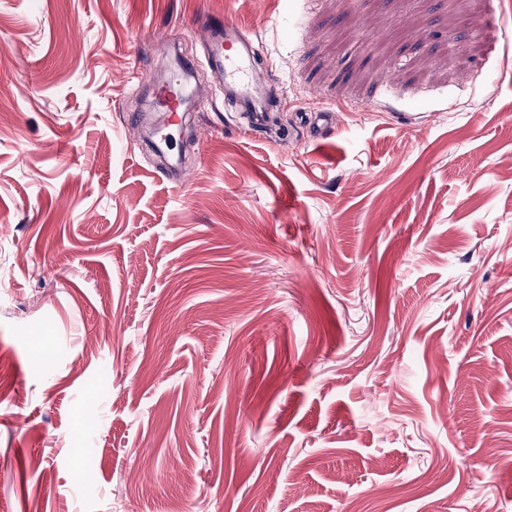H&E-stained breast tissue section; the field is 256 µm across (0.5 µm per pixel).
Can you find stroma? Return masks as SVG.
Wrapping results in <instances>:
<instances>
[{
	"mask_svg": "<svg viewBox=\"0 0 512 512\" xmlns=\"http://www.w3.org/2000/svg\"><path fill=\"white\" fill-rule=\"evenodd\" d=\"M1 224L0 512H512V0H0ZM205 59L224 99L243 112L263 109L268 89L255 54L262 40L234 20L213 14L204 17ZM155 97L164 102L166 113V124L171 127H178L184 119L183 98L180 91L170 85H159L155 88Z\"/></svg>",
	"mask_w": 512,
	"mask_h": 512,
	"instance_id": "obj_1",
	"label": "stroma"
}]
</instances>
